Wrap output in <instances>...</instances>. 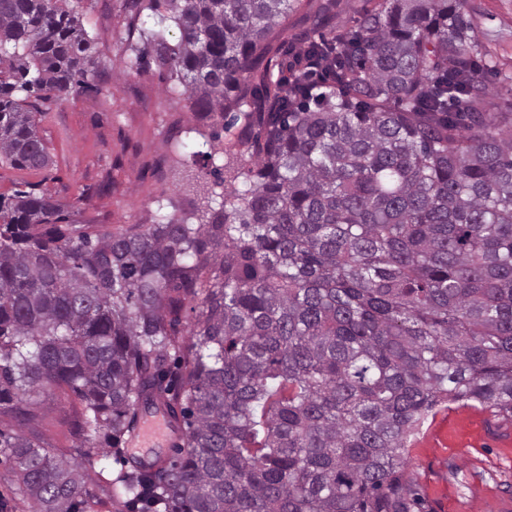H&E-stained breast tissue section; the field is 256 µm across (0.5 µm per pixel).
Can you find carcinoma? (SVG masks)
<instances>
[{"mask_svg": "<svg viewBox=\"0 0 512 512\" xmlns=\"http://www.w3.org/2000/svg\"><path fill=\"white\" fill-rule=\"evenodd\" d=\"M125 3L129 68L151 43L171 93L240 108L215 152L256 162L195 224L100 231L46 191L0 195V407L81 405L75 457L0 429L16 494L28 512H417L407 447L428 416L512 415V118L487 109L467 0H382L288 78L260 58L291 0ZM2 58L0 160L41 169L19 95L63 100L102 60L75 0H0ZM141 410L171 417L176 455L88 488Z\"/></svg>", "mask_w": 512, "mask_h": 512, "instance_id": "carcinoma-1", "label": "carcinoma"}]
</instances>
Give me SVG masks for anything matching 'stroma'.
<instances>
[{
  "label": "stroma",
  "mask_w": 512,
  "mask_h": 512,
  "mask_svg": "<svg viewBox=\"0 0 512 512\" xmlns=\"http://www.w3.org/2000/svg\"><path fill=\"white\" fill-rule=\"evenodd\" d=\"M322 2L299 0L278 29L283 47L312 36ZM79 16L107 70L93 88L37 104L38 134L52 162L38 171L0 165V194L27 183L41 185L61 205L67 223L112 232L153 223L161 211L192 217L200 188L214 186L211 163L194 155L192 142L216 131L222 140L233 139L237 129L223 131L190 100L171 98L166 92L171 73L158 66L154 52L146 54V71L127 68L124 0H82ZM467 17L490 108L512 113V0H468ZM78 413V405L49 396L36 423L5 410L0 429L36 435L53 452L70 456ZM158 447L134 439L123 455L105 449L95 468L84 473L87 486L115 477L127 461L149 458ZM408 452L407 475L422 512H512V416L471 407L441 409L412 437Z\"/></svg>",
  "instance_id": "obj_1"
}]
</instances>
